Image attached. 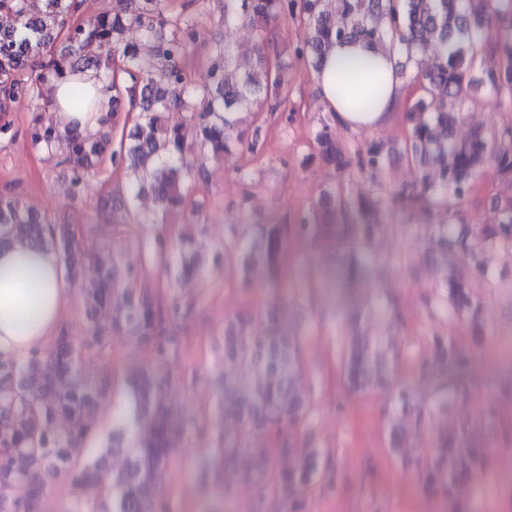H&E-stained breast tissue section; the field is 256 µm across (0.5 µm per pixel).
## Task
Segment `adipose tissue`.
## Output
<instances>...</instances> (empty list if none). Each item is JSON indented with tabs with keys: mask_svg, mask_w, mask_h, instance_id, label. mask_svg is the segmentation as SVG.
Wrapping results in <instances>:
<instances>
[{
	"mask_svg": "<svg viewBox=\"0 0 512 512\" xmlns=\"http://www.w3.org/2000/svg\"><path fill=\"white\" fill-rule=\"evenodd\" d=\"M358 80L370 108L355 106L346 92L350 80ZM88 87L93 107L87 112L72 109L68 93L74 82ZM319 96L337 125L354 131L387 125L401 112L408 93L385 49L360 41L332 46L315 73ZM113 90L99 72L66 74L51 83L53 121L59 130L72 127L91 133L112 108ZM69 303L56 254L46 247H0V358L23 360L46 349L58 339Z\"/></svg>",
	"mask_w": 512,
	"mask_h": 512,
	"instance_id": "obj_1",
	"label": "adipose tissue"
}]
</instances>
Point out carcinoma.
<instances>
[{"label": "carcinoma", "instance_id": "cac0c4a2", "mask_svg": "<svg viewBox=\"0 0 512 512\" xmlns=\"http://www.w3.org/2000/svg\"><path fill=\"white\" fill-rule=\"evenodd\" d=\"M43 9L31 11L30 0H0V110L5 112L23 92L33 87L22 83L28 71L37 70L35 80L50 82L68 70L95 62L103 76L112 78V54L120 53L122 71L133 86L141 87L138 115L118 141L112 140L117 113L107 117L106 131L97 137L72 130L61 137L52 126H35L31 143L48 149L65 144L64 161L71 166V195L79 197L93 161L109 156L123 170L129 189L151 192L162 213L186 208L190 191L211 157L232 158L243 144L241 132L230 119L234 112H262L268 108L269 90L288 83L287 73L274 72L266 50L271 26L280 20L302 18V36L295 53L319 66L332 42L360 40L372 46L386 41L416 66L422 96L407 112L411 122L407 158L416 162L429 156L435 171L424 174L422 190L384 192V174L389 151L382 142L371 141L348 149L338 142L325 124L315 134L320 157L338 171L350 168L368 171L381 190L375 198L351 197L342 186L326 191L328 203L312 206L287 224H261L250 241L231 258L245 275L255 260L267 266L275 281L277 262L284 246L294 239L310 238L334 244L362 247L378 230V216L385 210L423 201L448 207L467 199L486 162L494 163L498 175L512 180V125L490 131L478 130L457 143L451 130L462 116L468 98L466 75L478 70L483 84L496 96H512V41L498 37L500 28L512 26V14L502 0H307L300 15L298 0H224V24L246 21L259 31L255 66L241 71L233 63L229 45L214 48L208 79L191 84L181 67L188 53L196 21L179 16L175 25L183 37L160 41L155 46L158 68L141 71L138 47L128 39L136 30L146 39L169 24L163 0H112V7L88 24L62 37L80 0H42ZM67 46L51 59L43 52L57 40ZM436 45L440 57L425 68L419 54ZM180 108L195 120V142L187 144L180 126L164 123V114ZM452 224L436 226L432 240L448 260V238ZM484 241L512 245V200L502 202L492 222L485 227ZM21 244L53 249L63 267L71 271L83 262L100 272L97 287L83 294V311L92 315L103 305L112 306V323L96 325L93 341L74 342L64 331L46 353L35 352L25 360L0 359V512H37L43 495L42 475L65 469L74 481L87 487L88 496L78 501L74 512H106L100 484L110 481L117 490L119 512H172L167 493L156 489L160 473L170 458L169 439L175 431L164 400L170 379L149 370L133 380V391L148 426V434L134 449L129 467L114 476L99 463L84 462L90 439L88 414L95 391L76 379L84 353L111 338L112 332L127 331L140 341L157 345L166 356L177 345L174 336L163 335L169 318L186 314L175 301L152 303L132 291H118L112 252L106 248L82 250L69 224H54L38 215L16 197L0 198V246ZM247 320L235 317L224 331V361L245 364L254 373L255 385L234 392V417L240 430L255 432L277 429L288 434V425L306 411L308 399L291 389L290 374L297 362V348L288 337L272 330L267 336L246 334ZM42 372L41 380L25 377L29 367ZM57 416L69 421L62 436L47 432ZM309 471L301 466L280 473L275 491L288 495L308 483Z\"/></svg>", "mask_w": 512, "mask_h": 512}]
</instances>
